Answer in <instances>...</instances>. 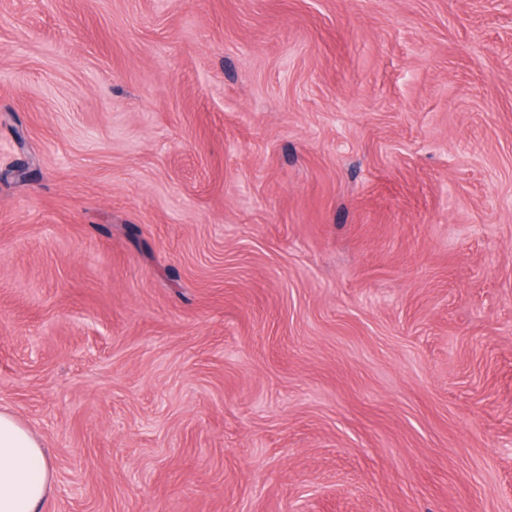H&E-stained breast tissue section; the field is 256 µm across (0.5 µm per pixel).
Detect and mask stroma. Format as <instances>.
Returning a JSON list of instances; mask_svg holds the SVG:
<instances>
[{
	"instance_id": "35a3bbf8",
	"label": "stroma",
	"mask_w": 512,
	"mask_h": 512,
	"mask_svg": "<svg viewBox=\"0 0 512 512\" xmlns=\"http://www.w3.org/2000/svg\"><path fill=\"white\" fill-rule=\"evenodd\" d=\"M0 411L51 512H512V0H0Z\"/></svg>"
}]
</instances>
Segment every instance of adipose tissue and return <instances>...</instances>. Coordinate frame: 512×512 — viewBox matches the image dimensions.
Masks as SVG:
<instances>
[{"mask_svg": "<svg viewBox=\"0 0 512 512\" xmlns=\"http://www.w3.org/2000/svg\"><path fill=\"white\" fill-rule=\"evenodd\" d=\"M53 470L41 442L0 411V512H47Z\"/></svg>", "mask_w": 512, "mask_h": 512, "instance_id": "1", "label": "adipose tissue"}]
</instances>
